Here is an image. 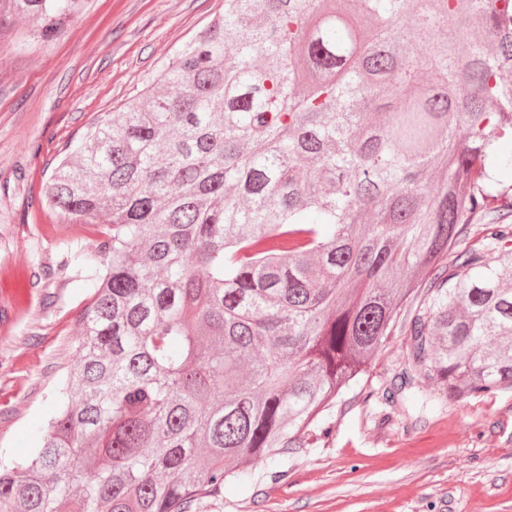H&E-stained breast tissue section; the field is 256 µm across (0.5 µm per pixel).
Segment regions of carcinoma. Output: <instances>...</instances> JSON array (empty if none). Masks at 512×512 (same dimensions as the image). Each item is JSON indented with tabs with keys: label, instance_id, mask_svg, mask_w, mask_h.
I'll return each instance as SVG.
<instances>
[{
	"label": "carcinoma",
	"instance_id": "cac0c4a2",
	"mask_svg": "<svg viewBox=\"0 0 512 512\" xmlns=\"http://www.w3.org/2000/svg\"><path fill=\"white\" fill-rule=\"evenodd\" d=\"M65 151L41 190L91 226L61 264L86 339L0 512H196L328 437L394 336L390 399L512 388V0H224Z\"/></svg>",
	"mask_w": 512,
	"mask_h": 512
}]
</instances>
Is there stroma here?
Instances as JSON below:
<instances>
[{
  "label": "stroma",
  "instance_id": "1",
  "mask_svg": "<svg viewBox=\"0 0 512 512\" xmlns=\"http://www.w3.org/2000/svg\"><path fill=\"white\" fill-rule=\"evenodd\" d=\"M224 0H84L43 40L0 28V450L37 446L83 340L92 291L59 267L87 225L42 202L48 164L98 114L119 112L223 12ZM393 338L326 418L328 439L264 466L198 512H512V389L451 402L386 398Z\"/></svg>",
  "mask_w": 512,
  "mask_h": 512
}]
</instances>
